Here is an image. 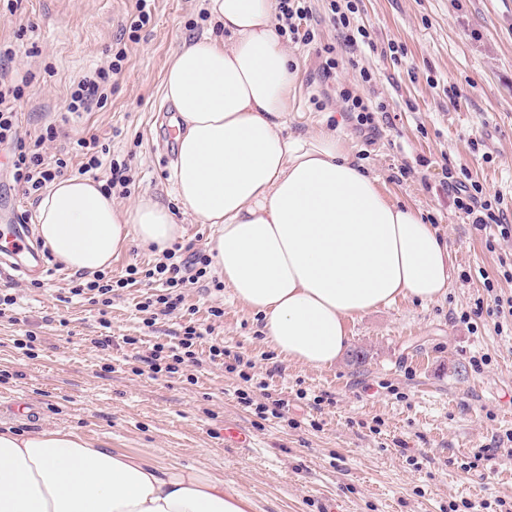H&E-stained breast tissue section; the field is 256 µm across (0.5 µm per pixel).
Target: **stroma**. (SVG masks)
<instances>
[{"mask_svg": "<svg viewBox=\"0 0 512 512\" xmlns=\"http://www.w3.org/2000/svg\"><path fill=\"white\" fill-rule=\"evenodd\" d=\"M135 4L21 0L16 12L0 10V41L16 45L10 67L32 76L17 110L33 133L50 123L73 139L96 133L131 169L125 203L150 196L167 205L184 228L180 244L203 249L213 228L184 215L159 134L172 109L163 84L175 52L214 28L205 0H154L105 107L65 110L73 83L111 60ZM353 5L372 44L352 54L329 0H312L315 38L292 46L298 85L288 131L336 133L390 200L420 210L452 255L444 296L428 304L401 298L356 317L342 357L313 368L263 342L260 316L228 290L209 280L185 289L194 321L288 399L287 418L265 420L237 402L239 376L209 361L195 368L193 385L180 373L135 374L137 355L185 323L175 313L145 327L138 305L149 288L119 290L107 316L112 345L100 350L92 343L102 332L98 305L63 299L70 270H51L38 288L5 271L0 286L14 285L19 307L16 319L0 316V428L19 436L72 429L115 451L196 467L244 492L251 512H467L466 503L491 495L512 502V330L492 312L494 296H512L499 263L512 241L489 248L496 228L474 230L443 188L446 170L461 171L512 210V0ZM327 45L339 66L326 81L319 65ZM345 89L384 104L376 136L358 128ZM479 304L485 312L477 317ZM215 308L222 317L212 316ZM28 332L37 338L30 356L14 346ZM127 336L141 337L139 350L124 344ZM317 395L328 404L315 406ZM231 423L249 430L250 448L225 443ZM481 448L487 460L464 471Z\"/></svg>", "mask_w": 512, "mask_h": 512, "instance_id": "1", "label": "stroma"}]
</instances>
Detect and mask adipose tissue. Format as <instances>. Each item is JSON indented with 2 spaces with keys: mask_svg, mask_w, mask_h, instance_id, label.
Masks as SVG:
<instances>
[{
  "mask_svg": "<svg viewBox=\"0 0 512 512\" xmlns=\"http://www.w3.org/2000/svg\"><path fill=\"white\" fill-rule=\"evenodd\" d=\"M222 34L174 54L164 95L179 114L173 177L186 213L213 225L210 253L233 300L261 315L288 361L333 366L346 322L398 298L442 296L451 254L418 211L390 202L346 143L287 134L298 73L276 0H209ZM170 208L126 206L88 177L54 181L37 232L65 267L95 272L135 240L181 237ZM250 499L194 467L115 452L71 430H0V512H250Z\"/></svg>",
  "mask_w": 512,
  "mask_h": 512,
  "instance_id": "1",
  "label": "adipose tissue"
}]
</instances>
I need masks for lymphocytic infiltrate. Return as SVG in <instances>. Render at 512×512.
I'll return each instance as SVG.
<instances>
[{
	"label": "lymphocytic infiltrate",
	"instance_id": "1",
	"mask_svg": "<svg viewBox=\"0 0 512 512\" xmlns=\"http://www.w3.org/2000/svg\"><path fill=\"white\" fill-rule=\"evenodd\" d=\"M311 0H277V20L281 36L291 41L312 42L315 32L310 25L313 17ZM14 50L0 46V145L10 154L8 174L24 196L37 198L47 184L64 176L68 171V159H46V145L54 141L59 130L48 125L43 133L34 135L23 131L17 103L24 97L29 85L27 76L9 72L3 63L12 59ZM127 58L125 46H116L108 65L96 68L84 75L74 85L66 102L67 112L78 114L103 107L112 93V81L121 74ZM72 150L81 159L80 170L93 173L107 169L108 175L102 186L105 193L113 189H128L131 183L127 163L106 160L97 134L89 133L75 140ZM446 187L455 210L471 218L476 230L483 231L496 226L502 239L512 240V214L507 209L492 205L477 182H464L449 177ZM211 264L203 250L187 251L175 244L163 252L161 258L146 265L127 266L124 276L113 277L111 272L100 270L92 274L79 273L72 277L68 293L73 298H89L104 307L111 306L116 291L134 284L151 287L152 294L140 305L141 311L169 315L178 310L183 302L182 291L206 279ZM211 327L196 323L184 326L181 336L174 340L154 343L143 362L155 374L178 373L190 366L199 365V346H207L211 363L233 373L242 364V358L224 348L211 338Z\"/></svg>",
	"mask_w": 512,
	"mask_h": 512
}]
</instances>
